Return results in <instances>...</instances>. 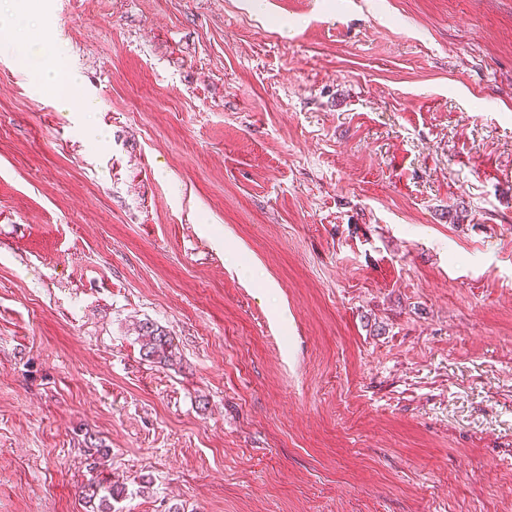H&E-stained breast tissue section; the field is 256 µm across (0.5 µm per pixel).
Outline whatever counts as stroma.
I'll return each instance as SVG.
<instances>
[{
	"mask_svg": "<svg viewBox=\"0 0 512 512\" xmlns=\"http://www.w3.org/2000/svg\"><path fill=\"white\" fill-rule=\"evenodd\" d=\"M24 34L89 109L0 47V512H512V0ZM18 59L22 65H28L30 62L36 65L39 91L51 93L59 111H76L77 98L63 89L64 85L72 83V78L62 72L57 56L51 50L44 45H39L36 50L30 47L24 50ZM137 339L140 342V353L145 360L168 366L177 356L174 338L161 327L144 322L139 325Z\"/></svg>",
	"mask_w": 512,
	"mask_h": 512,
	"instance_id": "1",
	"label": "stroma"
}]
</instances>
